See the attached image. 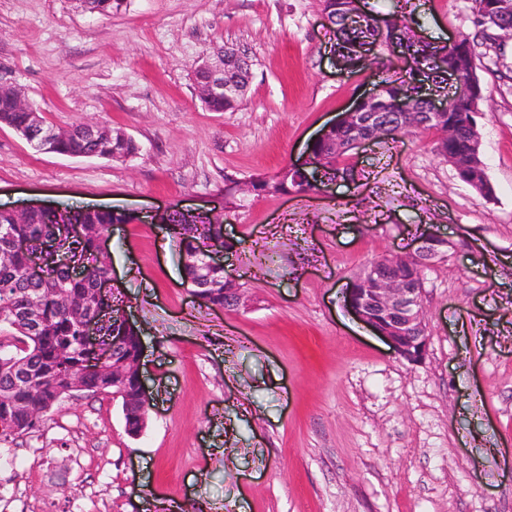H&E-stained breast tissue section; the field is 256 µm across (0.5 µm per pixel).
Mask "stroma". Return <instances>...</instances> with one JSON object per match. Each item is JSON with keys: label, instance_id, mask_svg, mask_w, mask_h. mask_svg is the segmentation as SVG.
<instances>
[{"label": "stroma", "instance_id": "35a3bbf8", "mask_svg": "<svg viewBox=\"0 0 512 512\" xmlns=\"http://www.w3.org/2000/svg\"><path fill=\"white\" fill-rule=\"evenodd\" d=\"M417 38L473 30L474 0H406ZM320 0H0V66L48 125L125 131V162L33 150L0 126V207L103 208L124 310L144 343L148 423L76 393L35 431L0 436V512H512V41L480 49L486 201L427 131L350 152L323 191L244 193L301 160L377 80L344 69ZM218 44L252 63L233 112L192 72ZM169 205L224 216V270L248 300L215 309L182 286ZM453 243L424 271L429 349L395 355L344 305L375 257L422 232Z\"/></svg>", "mask_w": 512, "mask_h": 512}]
</instances>
